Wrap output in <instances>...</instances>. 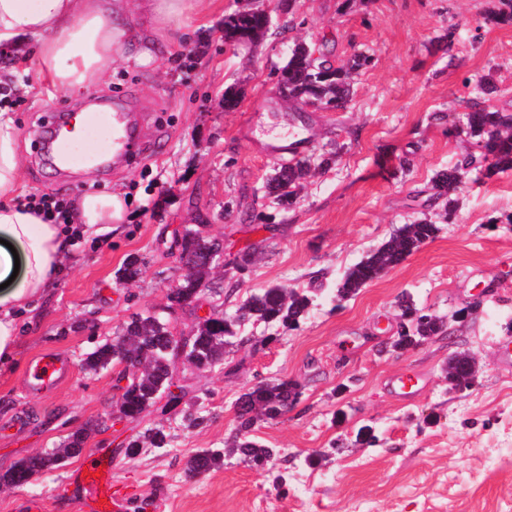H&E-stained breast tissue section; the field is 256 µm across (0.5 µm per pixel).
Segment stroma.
I'll return each instance as SVG.
<instances>
[{
    "mask_svg": "<svg viewBox=\"0 0 512 512\" xmlns=\"http://www.w3.org/2000/svg\"><path fill=\"white\" fill-rule=\"evenodd\" d=\"M298 0L289 27L264 37L251 53L224 51V16L244 0H212L184 43L153 35L154 58L138 61L124 45L111 70L89 91L46 86L32 62L15 63L14 105L24 158L23 196L72 201L121 187L123 223L73 237L67 261L47 296L21 311L11 367L0 371V473L21 459L62 445L77 429L88 433L82 454L20 487L0 488V512H95L81 484L89 456L112 464V490L127 512H512V171L457 192L454 223L367 285L343 307L331 287L348 268L429 211L434 174L469 152L449 133L468 112L471 83L489 74L499 87L490 100L512 111V26L484 20L489 0ZM456 26L454 43L444 33ZM298 40L326 43L333 60L363 51L373 64L358 75L347 104L297 117L276 92L277 71ZM243 97L224 108V89ZM126 96L139 112L148 154L109 171L63 175L38 153L35 133L49 112L79 111L93 98ZM306 138L310 148L339 147L330 169L308 178L296 204L275 208L264 183L280 154L269 133ZM209 213L208 237L224 244L226 267L209 275L205 308L233 312L257 289L280 284L318 288L295 329L249 326L229 347L223 368L182 363L179 408L158 400L140 421L120 418L116 369L85 371L83 358L112 339L131 313L158 310L180 273L175 239ZM260 248L244 272L229 268L236 253ZM143 277L117 287L129 255ZM238 288L219 295L228 282ZM460 332L403 352H380L395 336L402 295ZM67 358L71 374L58 389L27 390L38 356ZM469 355L472 387L447 380L450 358ZM418 384L407 395L396 377ZM290 380L298 402L277 419H260L254 435L278 454L269 469L243 462L228 444L234 403L255 383ZM203 421L187 426L183 414ZM162 429L166 448L123 447ZM203 448L224 451L221 468L190 476L185 461Z\"/></svg>",
    "mask_w": 512,
    "mask_h": 512,
    "instance_id": "obj_1",
    "label": "stroma"
}]
</instances>
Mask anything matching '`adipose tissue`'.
Returning a JSON list of instances; mask_svg holds the SVG:
<instances>
[{
	"mask_svg": "<svg viewBox=\"0 0 512 512\" xmlns=\"http://www.w3.org/2000/svg\"><path fill=\"white\" fill-rule=\"evenodd\" d=\"M209 0H0V44L18 55L33 54L45 83L64 91H82L112 66L128 40L143 38L130 26L131 12L145 15L154 33L190 21ZM23 157L10 113L0 112V358L10 359L18 336L17 308L37 305L51 288L69 250L57 225L45 223L17 202ZM120 192L87 193L72 206L84 231L121 223Z\"/></svg>",
	"mask_w": 512,
	"mask_h": 512,
	"instance_id": "ef3b65f1",
	"label": "adipose tissue"
}]
</instances>
